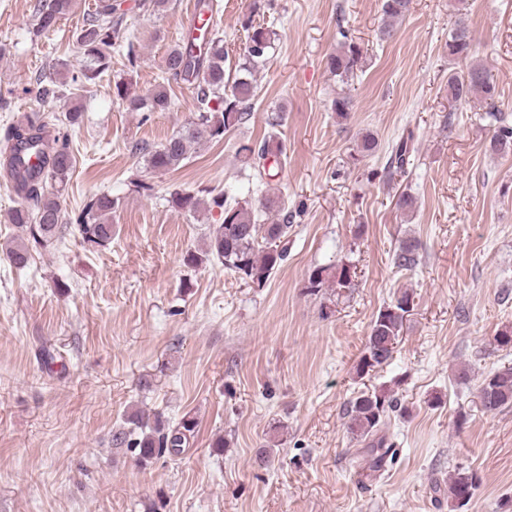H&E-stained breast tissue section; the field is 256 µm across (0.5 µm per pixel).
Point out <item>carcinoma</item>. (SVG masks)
Instances as JSON below:
<instances>
[{
  "mask_svg": "<svg viewBox=\"0 0 512 512\" xmlns=\"http://www.w3.org/2000/svg\"><path fill=\"white\" fill-rule=\"evenodd\" d=\"M409 5L410 0H382L384 23L380 38L391 37L394 23L405 17ZM71 6L72 0H38L33 36L39 37L55 29L70 12ZM271 6L272 0H249L248 13L242 23L247 41L242 62L238 63V71L244 72V76L231 84L225 82L224 64L228 55L219 31L211 30L204 46L188 39L167 52L164 61L167 80L193 86L197 113L194 121L158 146L132 145L131 152L144 155L150 169L164 172L178 167L201 139L222 140L226 132L246 121L255 97V86L248 74L255 64L267 59L279 40L275 29L253 25V17ZM122 22L123 18L116 15L114 0H97L95 9L86 13L77 33L83 65L72 75L69 85L37 77V97L49 103L76 96V91L87 88L110 68L114 51L125 56L130 65H135L134 39L123 36ZM446 47L448 58L468 59L472 49L469 28L460 23L451 29ZM361 58L357 44L344 42L336 53L328 57L327 67L338 81L346 84L353 78ZM114 94L132 112H166L171 107V96L162 83L146 98L119 82L115 83ZM495 94L493 80L480 64L472 63L467 71L448 75V99L454 102H466L472 98L491 100ZM489 118L497 123L490 141L491 152L501 157L511 156L512 124L498 112H489ZM284 120L283 111L276 112L268 121L270 130L261 141L238 146L237 154L242 164L260 180L269 177L273 166L286 155L279 130ZM82 121V109L75 105L60 115L49 111L32 112L5 129L6 151L11 153L10 163L17 169L16 185L24 194V202L7 215L8 222L20 232L19 241L6 252L10 263L18 269L28 266L32 253L51 248L59 242L71 224L76 226L82 242L92 251L106 249L112 243L114 227L105 222V216L116 208L118 199L107 193L96 194L87 198L70 215L61 205L62 192L74 165L68 130ZM51 126L63 129L62 136L55 139L52 149L42 152L38 167H24L22 158L13 154V148L21 143L33 146L42 142V135ZM411 141L412 136H402L392 145L388 159L390 173L401 176L409 173L413 152ZM207 195L210 196V205L223 215V223L215 225L209 233L205 256L217 259L225 269L259 287L265 285L285 259L282 243L295 215L288 210L285 201L275 195L235 197L214 188H202L196 192L175 189L170 192L168 202L192 214L198 211ZM266 215L275 216L277 220L267 224L264 222ZM418 249V243L411 239L401 241L393 254L394 266L399 270L413 269L418 264ZM203 257L189 251L184 262L197 266L203 262ZM356 270V264L349 259L319 265L310 272L306 290L314 295L324 288L340 292L349 289L354 285ZM411 303L412 294L405 291L379 310L371 322L364 352L356 366L357 375L362 376L389 363ZM476 398L487 412L511 406L512 364L489 373L483 379ZM397 406V399L386 391H363L347 407V428L353 436L367 443L366 459L374 472L384 470L393 455V443L381 434V427L387 413ZM195 429V418L189 415L172 427L159 414L134 411L127 414L123 426L112 433L111 444L114 448L132 449L138 463L146 467L166 455L177 456L183 452L189 447ZM480 484L481 478L475 471L457 467L448 472V502L452 510L459 512L467 506Z\"/></svg>",
  "mask_w": 512,
  "mask_h": 512,
  "instance_id": "carcinoma-1",
  "label": "carcinoma"
}]
</instances>
